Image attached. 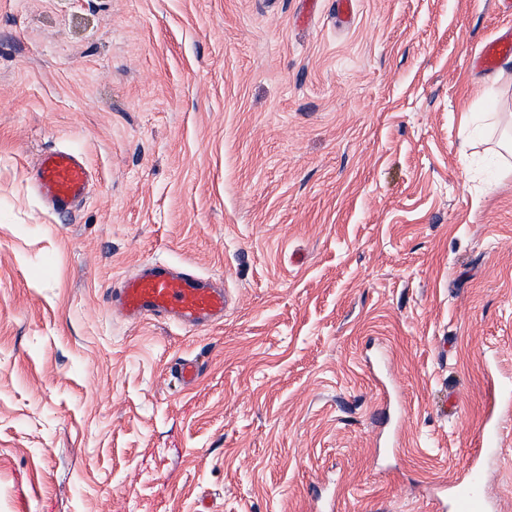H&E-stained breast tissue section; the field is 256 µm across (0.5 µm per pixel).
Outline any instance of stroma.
Returning a JSON list of instances; mask_svg holds the SVG:
<instances>
[{
  "label": "stroma",
  "mask_w": 512,
  "mask_h": 512,
  "mask_svg": "<svg viewBox=\"0 0 512 512\" xmlns=\"http://www.w3.org/2000/svg\"><path fill=\"white\" fill-rule=\"evenodd\" d=\"M497 0H0V512H512ZM496 105L498 126L482 124ZM84 155L71 215L37 157ZM165 259L221 323L113 316ZM202 368L191 388L174 360ZM510 58H512V34L496 37L486 42L477 61L482 68L492 70ZM485 472L478 464L473 465L464 483L456 482L452 487L439 486L444 500L449 498V508L453 512H484L485 504L478 498V487L485 479Z\"/></svg>",
  "instance_id": "35a3bbf8"
}]
</instances>
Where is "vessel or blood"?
Wrapping results in <instances>:
<instances>
[{"label": "vessel or blood", "mask_w": 512, "mask_h": 512, "mask_svg": "<svg viewBox=\"0 0 512 512\" xmlns=\"http://www.w3.org/2000/svg\"><path fill=\"white\" fill-rule=\"evenodd\" d=\"M512 58V34L486 42L478 55L487 70ZM34 188L53 211L68 213L86 199L91 169L79 153L61 148L40 155ZM229 296L223 285L166 261H150L114 287L112 310L128 320L161 318L189 327L223 320ZM485 478L480 466H472L466 482L454 484L449 493L451 512H485L478 487Z\"/></svg>", "instance_id": "1"}]
</instances>
